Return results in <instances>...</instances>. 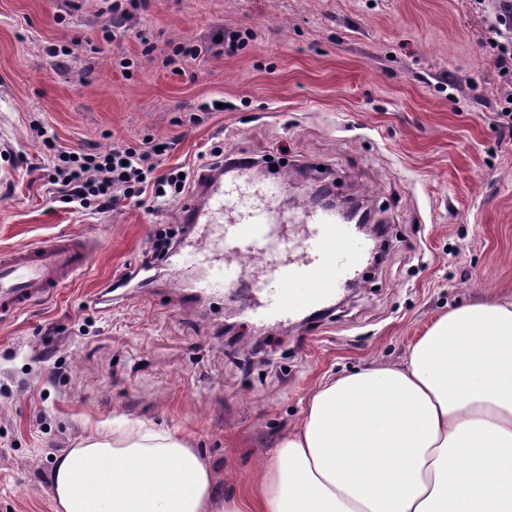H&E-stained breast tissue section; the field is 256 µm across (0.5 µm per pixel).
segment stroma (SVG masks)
<instances>
[{"instance_id":"35a3bbf8","label":"stroma","mask_w":512,"mask_h":512,"mask_svg":"<svg viewBox=\"0 0 512 512\" xmlns=\"http://www.w3.org/2000/svg\"><path fill=\"white\" fill-rule=\"evenodd\" d=\"M64 2L0 0V252L97 245L75 283L0 323V512H55V457L121 417L203 455L221 496H254L319 384L403 362L448 308L512 302V132L474 0H149L118 29L98 0ZM224 29L254 37L182 74L141 54L143 35L165 53ZM50 44L70 52L49 57ZM211 98L228 110L190 122ZM34 122L66 150L170 142L166 169L217 146L272 181L307 173L385 225L379 258L338 307L270 324L260 343L247 293L189 289L209 265L163 261L153 283L109 291L182 204L146 193L73 213Z\"/></svg>"}]
</instances>
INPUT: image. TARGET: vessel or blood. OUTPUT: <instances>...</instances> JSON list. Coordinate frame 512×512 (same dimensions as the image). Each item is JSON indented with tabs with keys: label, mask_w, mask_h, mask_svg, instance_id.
<instances>
[{
	"label": "vessel or blood",
	"mask_w": 512,
	"mask_h": 512,
	"mask_svg": "<svg viewBox=\"0 0 512 512\" xmlns=\"http://www.w3.org/2000/svg\"><path fill=\"white\" fill-rule=\"evenodd\" d=\"M282 201L280 183L245 179L227 184L221 172L202 170L182 218L207 225L209 232L200 247L174 253L172 266L213 260L210 276L195 284L198 293L212 294L240 286L248 271L245 258L257 254L283 289L277 298L254 305L253 317L271 321L321 304L346 284L364 245L334 212L292 214ZM93 252L89 242L68 237L0 254V319L13 318L70 284L88 267Z\"/></svg>",
	"instance_id": "vessel-or-blood-1"
}]
</instances>
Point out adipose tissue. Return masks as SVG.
Instances as JSON below:
<instances>
[{
    "mask_svg": "<svg viewBox=\"0 0 512 512\" xmlns=\"http://www.w3.org/2000/svg\"><path fill=\"white\" fill-rule=\"evenodd\" d=\"M260 486L218 501L208 461L141 423L53 475L56 512H512V303L456 307L402 364L318 385Z\"/></svg>",
    "mask_w": 512,
    "mask_h": 512,
    "instance_id": "ef3b65f1",
    "label": "adipose tissue"
}]
</instances>
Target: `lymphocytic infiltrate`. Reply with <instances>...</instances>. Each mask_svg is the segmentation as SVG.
<instances>
[{
    "instance_id": "obj_1",
    "label": "lymphocytic infiltrate",
    "mask_w": 512,
    "mask_h": 512,
    "mask_svg": "<svg viewBox=\"0 0 512 512\" xmlns=\"http://www.w3.org/2000/svg\"><path fill=\"white\" fill-rule=\"evenodd\" d=\"M512 25V0H498L495 21L490 25L487 41L495 60L505 96L497 116L502 125L512 128V37L505 35V27ZM243 44L237 32L214 34L208 45L181 42L165 55L162 64L173 73H184L202 51L215 56L235 55ZM53 183L61 184L63 200L78 214H87L100 208H112L146 191H159L168 198L188 193L197 175L196 169L182 166L168 174H158L161 149L148 143L132 146L114 144L106 151H89L77 155L59 150L54 141H45Z\"/></svg>"
}]
</instances>
